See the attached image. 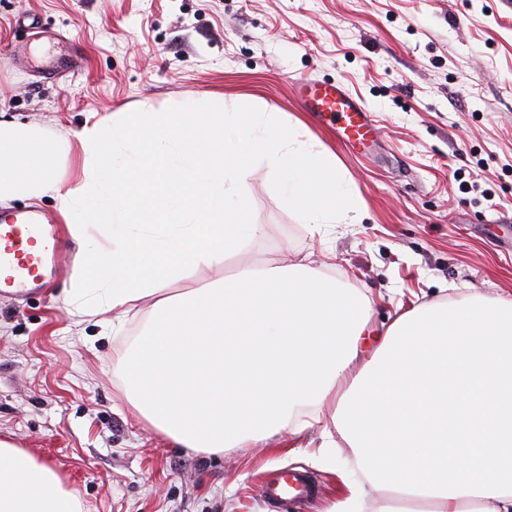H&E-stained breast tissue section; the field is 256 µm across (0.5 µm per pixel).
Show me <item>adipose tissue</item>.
Listing matches in <instances>:
<instances>
[{
    "label": "adipose tissue",
    "instance_id": "obj_1",
    "mask_svg": "<svg viewBox=\"0 0 512 512\" xmlns=\"http://www.w3.org/2000/svg\"><path fill=\"white\" fill-rule=\"evenodd\" d=\"M83 176L56 178V152ZM282 179L307 223L356 202L335 154L299 141L276 113L196 98L184 112H115L48 144L0 120V204L47 196L85 255L66 294L100 317L155 302L120 360L133 408L184 448H248L294 409L332 405L376 512H512V300L471 295L399 315L373 353L364 298L300 266H247L209 281L267 225L244 196L253 160ZM179 280V294L159 297ZM0 512H83L49 465L0 440ZM83 158L81 151L76 143L68 155L62 157L56 164L55 176L63 181H71L81 175Z\"/></svg>",
    "mask_w": 512,
    "mask_h": 512
}]
</instances>
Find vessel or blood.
Returning a JSON list of instances; mask_svg holds the SVG:
<instances>
[{"label":"vessel or blood","instance_id":"b4317fda","mask_svg":"<svg viewBox=\"0 0 512 512\" xmlns=\"http://www.w3.org/2000/svg\"><path fill=\"white\" fill-rule=\"evenodd\" d=\"M299 96L305 111L328 114L347 143L362 145L369 141L372 119L343 87L305 79L299 84ZM55 249L56 243L47 236L40 219L0 224V288L17 292L41 288L39 268L46 253ZM260 491L269 501L284 506L308 498L314 486L302 472L281 470L267 477Z\"/></svg>","mask_w":512,"mask_h":512}]
</instances>
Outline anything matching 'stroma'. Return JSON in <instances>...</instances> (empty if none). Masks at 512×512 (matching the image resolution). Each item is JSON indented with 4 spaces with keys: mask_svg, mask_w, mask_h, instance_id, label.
<instances>
[{
    "mask_svg": "<svg viewBox=\"0 0 512 512\" xmlns=\"http://www.w3.org/2000/svg\"><path fill=\"white\" fill-rule=\"evenodd\" d=\"M87 66L40 76L46 55ZM311 77L349 90L375 132L351 147L301 108ZM238 100L335 154L361 219L305 223L266 167L245 195L267 235L223 260L303 265L369 300L365 348L400 311L478 292L512 299V0H0V119L58 139L123 110L168 112L194 97ZM60 249L51 283L0 292V438L60 475L85 512H275L268 472L306 470L318 493L288 512H332L364 477L344 439L323 445L331 407L301 411L253 448L173 444L130 405L117 365L140 319L102 335L64 301L79 247L51 198H20Z\"/></svg>",
    "mask_w": 512,
    "mask_h": 512,
    "instance_id": "obj_1",
    "label": "stroma"
}]
</instances>
